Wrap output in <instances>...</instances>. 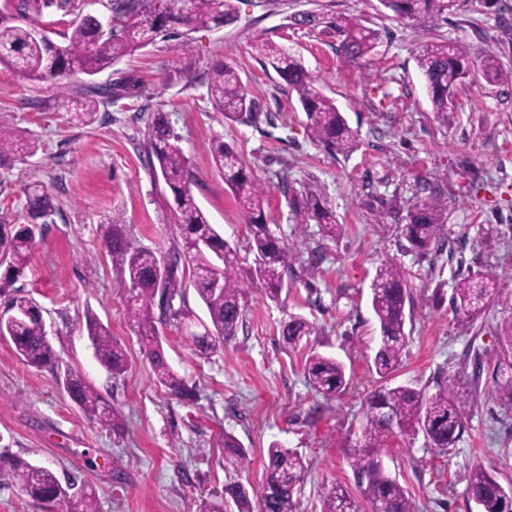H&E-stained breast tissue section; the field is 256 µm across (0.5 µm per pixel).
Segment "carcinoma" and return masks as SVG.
<instances>
[{
	"label": "carcinoma",
	"instance_id": "obj_1",
	"mask_svg": "<svg viewBox=\"0 0 512 512\" xmlns=\"http://www.w3.org/2000/svg\"><path fill=\"white\" fill-rule=\"evenodd\" d=\"M466 2L455 0L450 5L448 0H382L384 8L395 17L429 32L419 43L416 61L432 112L444 123L457 108L456 90L469 78L471 65L461 49L430 32L447 23L448 16L462 10ZM52 7L69 12L75 8V0H16L14 4L5 0L0 7V64L12 67L32 82H55L78 73L93 76L159 37L186 36L198 28L231 25L237 20L234 0H107L110 17L120 21L116 29L108 31L97 16L86 14L71 32L64 33V42L57 43L41 35V28L30 17ZM301 22L314 28L324 26V32L336 36L338 50L350 60L371 54L377 45L378 32L352 18L309 13L302 16ZM258 52L263 62L296 93L307 114L313 140L334 155L353 152L359 143L358 131L349 126L336 105L322 93L301 60L275 43L260 45ZM477 69L490 83L512 84V69L502 68L493 56L483 57ZM201 81L224 119L247 122L258 118L254 100L229 66H211ZM66 94V105L73 107L75 119L87 125L94 121L100 107L112 99V88L80 83L67 89ZM179 142L164 113H152L144 154L149 167L160 171L172 195V203L168 204L169 223L179 232V239L174 241L170 252L162 258L148 248L133 245L122 236L116 223L112 224L107 244L120 256L125 287L132 296L128 318L147 350L154 376L171 395L185 398L188 388L164 357L159 327L172 320L179 325H199L186 339L199 355H211L220 344L232 339L243 323L248 289L242 281L277 301L295 256L292 248L270 232L263 196L238 154L231 146L216 141L212 144L214 166L223 174L247 216V248L254 255V266L241 272L237 250L210 224L195 201L191 189L195 175ZM26 153H32V147L24 146L9 131L0 129V165ZM428 191L427 198L408 207L402 217L403 235L410 250L417 254L428 253L442 237L441 190L430 187ZM26 197L30 214L43 218L55 210L52 195L41 185L28 187ZM302 208L322 225L325 237L334 239L341 235L342 225L321 205L314 189L308 187L303 191ZM40 228L41 225L32 224L9 234L0 225V266H5L0 292L26 275L36 231ZM162 265L166 273L161 282L156 274ZM186 265L192 270L195 290L207 309V323L169 303L182 285L180 273ZM490 288L487 276L457 278L452 294L456 313L467 318L478 315ZM370 290L380 333L373 367L384 380L402 363L405 306L414 305V298L402 266L393 261L379 266ZM7 309L12 311V319L0 323V334L11 339L25 364L62 370L60 355L45 334L39 304L27 296L15 295L9 299ZM86 327L98 361L114 376L125 373L128 367L125 350L109 329L94 317L86 320ZM314 330L307 319L290 315L281 325V341L295 349ZM304 373L309 385L327 399L341 394L349 384L342 363L316 352L307 357ZM65 375L64 384L72 400L88 416L107 427L117 428L116 411L104 403L99 393L71 370H65ZM473 400L471 384L455 378L448 379V383L431 394L406 385L383 384L374 390L366 400L363 444L354 461L364 499L371 505L384 504L386 512H418L406 490L385 473L379 452L386 446L388 436L395 433L402 436L421 433L429 447L448 450L460 437L465 408ZM224 453L227 461L239 469L247 467V453L230 436L224 437ZM267 457L258 512H295L294 493L307 470L306 459L299 451L278 444L267 449ZM4 484L17 487L46 508L71 499L72 486H63L51 469L20 456L12 457L9 467L0 470V486ZM468 491L481 512H507L503 487L486 468L471 469ZM225 493L238 512H253L246 486L238 482L230 484ZM74 512H97L93 486L86 484L78 490ZM321 512H357V508L348 491L336 484L325 492Z\"/></svg>",
	"mask_w": 512,
	"mask_h": 512
}]
</instances>
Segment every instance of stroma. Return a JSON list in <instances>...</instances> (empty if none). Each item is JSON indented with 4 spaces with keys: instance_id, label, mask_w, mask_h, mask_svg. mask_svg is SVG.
<instances>
[{
    "instance_id": "obj_1",
    "label": "stroma",
    "mask_w": 512,
    "mask_h": 512,
    "mask_svg": "<svg viewBox=\"0 0 512 512\" xmlns=\"http://www.w3.org/2000/svg\"><path fill=\"white\" fill-rule=\"evenodd\" d=\"M238 20L203 27L186 46L155 41L94 77L95 85L126 82L89 126L60 108L58 84H38L0 66V126L35 144L34 155L0 167V224L16 230L29 216L25 188L45 186L55 211L32 250L17 287L34 298L53 347L65 366L117 410L118 429L87 417L54 372L33 368L0 340V466L12 456L53 470L62 483L90 484L98 512H199L202 499L230 479L260 490L267 450L297 449L308 471L295 494L297 512H321L332 484L344 486L358 512H371L357 483L366 396L379 386L372 370L379 327L370 282L382 262L401 263L415 306L405 326L400 368L389 385L436 392L453 375L472 372L481 359L476 399L453 448L440 453L423 436L390 438L381 459L419 512H479L468 494L472 467L492 469L512 486V404L497 387L503 368L502 328L512 321V86L471 77L457 94V110L439 122L416 62L419 33L379 0H235ZM343 14L378 31L373 54L351 61L334 39L297 23L304 13ZM438 33L472 58L496 56L512 68V28L484 0H468ZM272 41L301 58L324 95L359 133L357 149L333 155L310 135L295 92L252 49ZM229 65L248 88L256 123L225 120L211 104L200 73ZM167 116L196 176L198 205L238 251L247 249V217L211 149L233 146L264 196L272 233L296 255L280 301L251 291L236 336L211 357L199 356L179 327L163 326L170 366L193 390L182 401L160 387L146 348L128 317L122 264L106 246L112 222L124 236L157 254L177 237L169 224V193L143 157L149 111ZM440 188L445 240L429 253L410 252L397 217L417 199L420 183ZM316 189L343 231L323 237L296 193ZM321 264L307 274V260ZM490 275L496 286L480 314H456L451 297L457 273ZM291 314L316 327L309 344L289 349L280 324ZM108 326L129 367L112 377L96 360L85 320ZM341 361L348 391L327 399L312 390L303 366L309 352ZM245 448L249 464L234 471L224 460V438Z\"/></svg>"
}]
</instances>
